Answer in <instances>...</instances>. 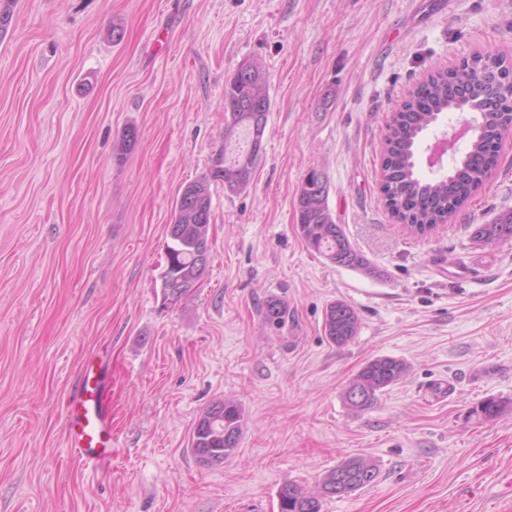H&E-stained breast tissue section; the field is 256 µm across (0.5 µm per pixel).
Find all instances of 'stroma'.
<instances>
[{"label": "stroma", "instance_id": "35a3bbf8", "mask_svg": "<svg viewBox=\"0 0 512 512\" xmlns=\"http://www.w3.org/2000/svg\"><path fill=\"white\" fill-rule=\"evenodd\" d=\"M479 54L512 56V0H18L0 40V512H278L283 484L313 489L352 457L377 479L322 512H512V241L472 239L512 209V130L425 235L379 188L393 113ZM246 61L269 76L264 149L248 190L212 182L209 272L171 304L173 204L223 151L225 81ZM314 167L381 277L299 235ZM339 299L361 320L341 347L323 329ZM93 354L115 371V452L87 464L64 412ZM384 356L406 376L353 413L345 390ZM491 397L505 412L471 417ZM224 398L242 435L205 466L191 434ZM262 315L265 323L280 329L288 320V302L281 298H270L262 306Z\"/></svg>", "mask_w": 512, "mask_h": 512}]
</instances>
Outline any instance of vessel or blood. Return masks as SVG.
Segmentation results:
<instances>
[{
	"mask_svg": "<svg viewBox=\"0 0 512 512\" xmlns=\"http://www.w3.org/2000/svg\"><path fill=\"white\" fill-rule=\"evenodd\" d=\"M108 380L106 370L83 369L65 407L70 446L88 463L112 453V414L105 401Z\"/></svg>",
	"mask_w": 512,
	"mask_h": 512,
	"instance_id": "b4317fda",
	"label": "vessel or blood"
}]
</instances>
